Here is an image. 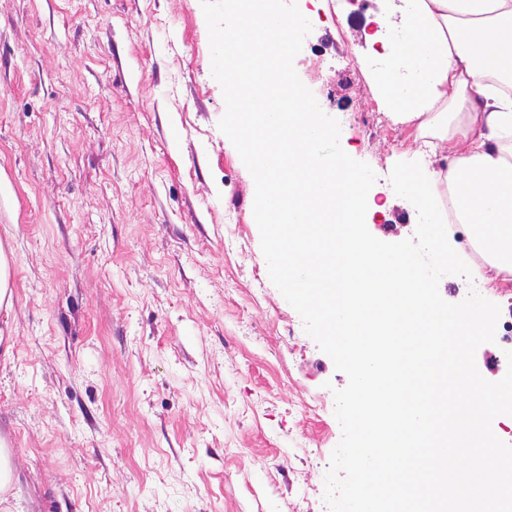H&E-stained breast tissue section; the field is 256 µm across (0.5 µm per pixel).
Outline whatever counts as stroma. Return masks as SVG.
Here are the masks:
<instances>
[{"mask_svg":"<svg viewBox=\"0 0 512 512\" xmlns=\"http://www.w3.org/2000/svg\"><path fill=\"white\" fill-rule=\"evenodd\" d=\"M329 3L296 0L294 67L377 176L369 231L399 242L419 144L359 62L374 0L342 25ZM224 112L201 0H0L10 512H330L348 379L269 277ZM13 296L11 258L0 243V310L8 311L12 307Z\"/></svg>","mask_w":512,"mask_h":512,"instance_id":"35a3bbf8","label":"stroma"}]
</instances>
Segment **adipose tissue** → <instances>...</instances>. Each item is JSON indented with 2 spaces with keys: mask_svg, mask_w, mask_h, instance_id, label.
<instances>
[{
  "mask_svg": "<svg viewBox=\"0 0 512 512\" xmlns=\"http://www.w3.org/2000/svg\"><path fill=\"white\" fill-rule=\"evenodd\" d=\"M378 39L405 37L385 53L403 73L363 57L372 94L397 125L428 141L420 167L398 194L430 215V256L449 264L438 185L456 200L468 245L512 274V0H382Z\"/></svg>",
  "mask_w": 512,
  "mask_h": 512,
  "instance_id": "adipose-tissue-1",
  "label": "adipose tissue"
}]
</instances>
